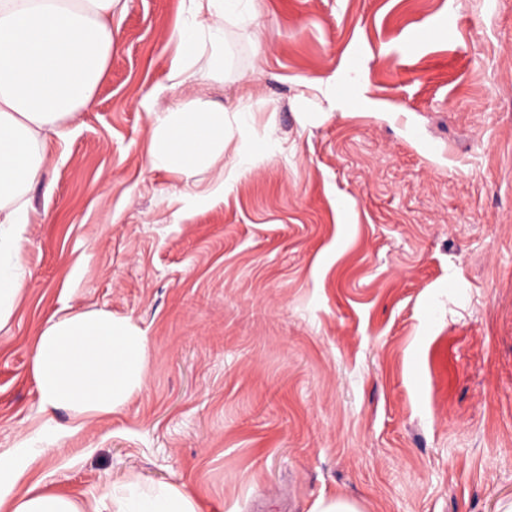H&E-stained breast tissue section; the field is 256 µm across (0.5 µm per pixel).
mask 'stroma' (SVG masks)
Instances as JSON below:
<instances>
[{
  "mask_svg": "<svg viewBox=\"0 0 512 512\" xmlns=\"http://www.w3.org/2000/svg\"><path fill=\"white\" fill-rule=\"evenodd\" d=\"M207 100L260 87L279 141L224 198L148 167L180 0H127L93 101L29 193L0 333V453L93 502L133 475L202 512H505L512 503V0H254ZM356 91L332 111L320 93ZM148 339L143 389L67 434L32 344L63 311ZM310 512H362V510L355 502L345 497L336 496L329 499L318 498Z\"/></svg>",
  "mask_w": 512,
  "mask_h": 512,
  "instance_id": "1",
  "label": "stroma"
}]
</instances>
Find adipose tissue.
Returning <instances> with one entry per match:
<instances>
[{
	"label": "adipose tissue",
	"instance_id": "ef3b65f1",
	"mask_svg": "<svg viewBox=\"0 0 512 512\" xmlns=\"http://www.w3.org/2000/svg\"><path fill=\"white\" fill-rule=\"evenodd\" d=\"M252 0H182L179 52L171 88L224 67V20L252 25ZM126 0H0V332L8 331L28 270L24 260L30 190L41 182L50 139L65 140L71 119L92 99L112 57V18ZM253 97L227 111L196 99L171 98L149 108L148 164L175 175L184 196L223 197L268 147L247 138ZM241 140L223 167L229 130ZM221 166L219 177L204 174ZM149 345L129 322L104 310L53 315L36 337L31 373L44 410H63L70 432L112 415L146 381ZM35 440L0 483V512H201L185 487L136 477L107 484L94 507L79 496L27 482L25 462L41 456Z\"/></svg>",
	"mask_w": 512,
	"mask_h": 512
}]
</instances>
